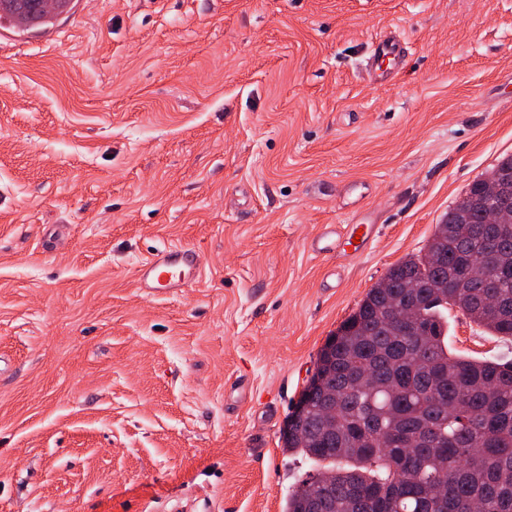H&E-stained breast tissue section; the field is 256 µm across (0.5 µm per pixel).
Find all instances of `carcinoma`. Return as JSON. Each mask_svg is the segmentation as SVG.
<instances>
[{
	"label": "carcinoma",
	"instance_id": "carcinoma-1",
	"mask_svg": "<svg viewBox=\"0 0 512 512\" xmlns=\"http://www.w3.org/2000/svg\"><path fill=\"white\" fill-rule=\"evenodd\" d=\"M0 0V22L46 18L54 5ZM512 183V156L490 169ZM482 182L448 210L424 253L391 267L321 350L313 384L284 434L283 452L317 472L288 492L282 512H512V360L448 349L444 311L457 308L492 336L512 338V199L498 241H485ZM419 300V322L398 326L386 295Z\"/></svg>",
	"mask_w": 512,
	"mask_h": 512
}]
</instances>
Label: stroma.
I'll return each mask as SVG.
<instances>
[{
    "label": "stroma",
    "instance_id": "stroma-1",
    "mask_svg": "<svg viewBox=\"0 0 512 512\" xmlns=\"http://www.w3.org/2000/svg\"><path fill=\"white\" fill-rule=\"evenodd\" d=\"M78 2L0 39V512H282L328 339L512 155V0ZM328 224L378 231L343 261ZM172 242L201 278L143 295ZM403 53V41L400 35L394 31L386 32L373 44L366 69L371 74L374 83L386 85L395 78L402 64ZM386 61L388 63L384 67L383 64Z\"/></svg>",
    "mask_w": 512,
    "mask_h": 512
}]
</instances>
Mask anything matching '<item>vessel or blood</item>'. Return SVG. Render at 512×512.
Instances as JSON below:
<instances>
[{"instance_id": "obj_1", "label": "vessel or blood", "mask_w": 512, "mask_h": 512, "mask_svg": "<svg viewBox=\"0 0 512 512\" xmlns=\"http://www.w3.org/2000/svg\"><path fill=\"white\" fill-rule=\"evenodd\" d=\"M403 41L399 34L386 32L376 41L367 60L366 68L374 83H390L400 70L403 60ZM374 236L373 225H348L344 230L326 227L311 248L315 253H335L351 246L353 240L368 244ZM200 266L199 253L185 245H166L156 249L136 271L138 288L149 297L168 294L191 283Z\"/></svg>"}]
</instances>
